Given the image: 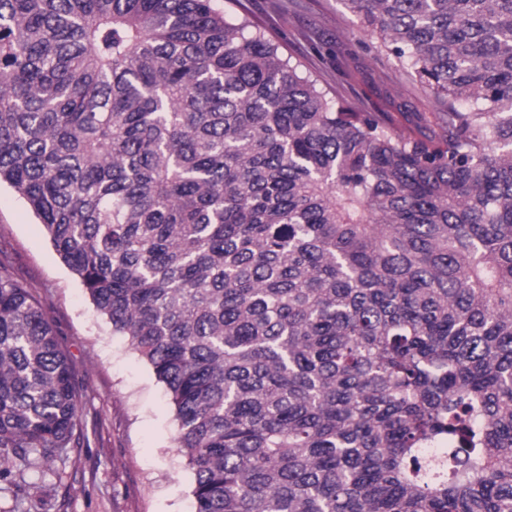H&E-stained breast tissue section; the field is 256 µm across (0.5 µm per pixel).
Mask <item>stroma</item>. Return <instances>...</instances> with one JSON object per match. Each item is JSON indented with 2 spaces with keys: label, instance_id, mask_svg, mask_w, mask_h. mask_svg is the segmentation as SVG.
<instances>
[{
  "label": "stroma",
  "instance_id": "35a3bbf8",
  "mask_svg": "<svg viewBox=\"0 0 512 512\" xmlns=\"http://www.w3.org/2000/svg\"><path fill=\"white\" fill-rule=\"evenodd\" d=\"M248 17L330 98L385 113L402 133L444 131L434 106L402 66L367 49L370 36L339 0H213ZM0 256L41 298L75 362L85 404L82 447L56 470L26 471L51 496L52 512H194L193 474L176 444L174 410L148 363L93 306L44 227L11 187H0Z\"/></svg>",
  "mask_w": 512,
  "mask_h": 512
}]
</instances>
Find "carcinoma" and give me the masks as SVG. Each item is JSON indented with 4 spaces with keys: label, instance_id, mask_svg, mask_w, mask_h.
I'll list each match as a JSON object with an SVG mask.
<instances>
[{
    "label": "carcinoma",
    "instance_id": "1",
    "mask_svg": "<svg viewBox=\"0 0 512 512\" xmlns=\"http://www.w3.org/2000/svg\"><path fill=\"white\" fill-rule=\"evenodd\" d=\"M446 120L212 0H0V182L174 408L195 512H512V0H341ZM0 258V485L80 444Z\"/></svg>",
    "mask_w": 512,
    "mask_h": 512
}]
</instances>
